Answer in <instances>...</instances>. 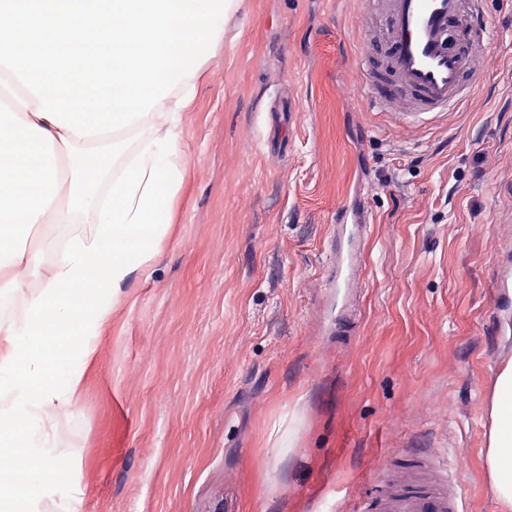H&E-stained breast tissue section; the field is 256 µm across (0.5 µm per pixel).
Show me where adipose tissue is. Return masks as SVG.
<instances>
[{"label":"adipose tissue","mask_w":512,"mask_h":512,"mask_svg":"<svg viewBox=\"0 0 512 512\" xmlns=\"http://www.w3.org/2000/svg\"><path fill=\"white\" fill-rule=\"evenodd\" d=\"M240 4L0 0V72L23 89L0 108V442L43 447L0 461V512L60 479L58 418L80 401L72 363L93 355L112 302L161 250L187 166L181 115ZM37 224V245L22 248ZM20 268L36 291L23 293ZM487 411L482 466L499 512H512V359Z\"/></svg>","instance_id":"ef3b65f1"}]
</instances>
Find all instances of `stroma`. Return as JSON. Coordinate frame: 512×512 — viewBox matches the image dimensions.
Masks as SVG:
<instances>
[{"label": "stroma", "instance_id": "stroma-1", "mask_svg": "<svg viewBox=\"0 0 512 512\" xmlns=\"http://www.w3.org/2000/svg\"><path fill=\"white\" fill-rule=\"evenodd\" d=\"M482 72L412 123L361 91L382 49L359 0H242L182 114L188 166L160 255L94 340L36 512H337L425 448L465 512H495L479 461L512 358V0H483ZM367 230L354 323L329 314V236ZM299 403L293 447L267 442Z\"/></svg>", "mask_w": 512, "mask_h": 512}]
</instances>
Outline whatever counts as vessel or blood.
Masks as SVG:
<instances>
[{
	"label": "vessel or blood",
	"mask_w": 512,
	"mask_h": 512,
	"mask_svg": "<svg viewBox=\"0 0 512 512\" xmlns=\"http://www.w3.org/2000/svg\"><path fill=\"white\" fill-rule=\"evenodd\" d=\"M379 5L385 19L381 71L367 67L369 54L359 47L362 90L377 108L396 102L404 114L441 115L465 95L464 75L475 64L482 41L477 21L479 0H361ZM357 214L343 212L336 226V290L330 307L343 319L351 298V282L359 272ZM418 479L407 473L382 480L381 493L355 502L350 512H462V495L447 470L430 459Z\"/></svg>",
	"instance_id": "vessel-or-blood-1"
}]
</instances>
